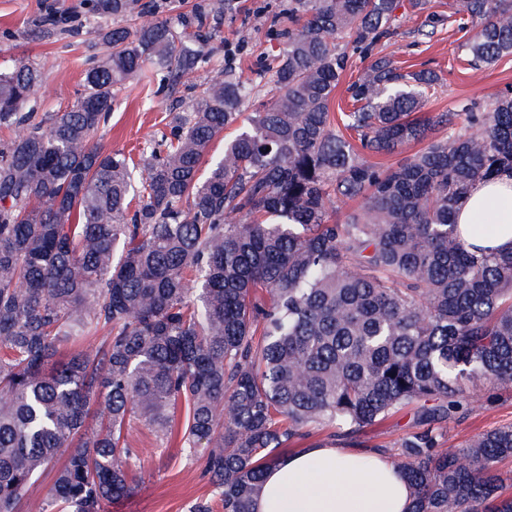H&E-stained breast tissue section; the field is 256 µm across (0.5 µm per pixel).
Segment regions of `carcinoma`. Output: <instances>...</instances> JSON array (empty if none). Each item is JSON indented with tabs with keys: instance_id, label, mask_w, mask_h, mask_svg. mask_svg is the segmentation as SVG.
<instances>
[{
	"instance_id": "obj_1",
	"label": "carcinoma",
	"mask_w": 512,
	"mask_h": 512,
	"mask_svg": "<svg viewBox=\"0 0 512 512\" xmlns=\"http://www.w3.org/2000/svg\"><path fill=\"white\" fill-rule=\"evenodd\" d=\"M128 8L96 0L115 26L69 111L33 122L39 69H0V512L67 448L54 512H104L134 488L135 420L203 462L214 494L194 512H254L308 429L357 446L408 406L396 463L413 512H512V425L460 447L443 433L478 385H512V252L471 253L454 221L475 181L512 172V92L426 112L441 77L381 56L335 113L346 46L389 37L396 0H288L291 26L270 28L278 95L250 111L254 87L225 69L136 163L93 142L114 87L147 64L189 75L209 50L151 9L119 25ZM461 12L471 67L512 55V0Z\"/></svg>"
}]
</instances>
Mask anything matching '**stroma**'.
Returning <instances> with one entry per match:
<instances>
[{"mask_svg": "<svg viewBox=\"0 0 512 512\" xmlns=\"http://www.w3.org/2000/svg\"><path fill=\"white\" fill-rule=\"evenodd\" d=\"M288 0H154L157 19L178 23L181 18L201 17L202 34L217 31L214 53L193 75L164 79L143 69L115 92L111 115L94 141L107 151L138 155L151 139L170 134L172 114L181 103L203 94L224 68L258 82L259 102L275 93L269 76L260 70L279 50L268 30L271 20ZM460 0H398L396 34L378 50L403 67L431 69L442 77L430 112L455 111L459 102L475 99L491 105L512 89V57L475 70L460 58L461 34L448 25L450 12ZM110 18L93 9V0H0V68H11L24 59L42 68L41 88L29 107L37 115L70 110L83 90L86 72L107 52L98 30L110 26ZM512 424V387L484 385L478 388L469 410L447 424V440L457 445L470 437ZM130 440L137 451L132 463L137 490L111 501L106 512H191L196 502L207 499L212 488L202 475V465L188 460L177 443L158 445L141 423H133Z\"/></svg>", "mask_w": 512, "mask_h": 512, "instance_id": "obj_1", "label": "stroma"}]
</instances>
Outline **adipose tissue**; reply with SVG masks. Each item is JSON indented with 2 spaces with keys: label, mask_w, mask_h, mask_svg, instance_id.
I'll use <instances>...</instances> for the list:
<instances>
[{
  "label": "adipose tissue",
  "mask_w": 512,
  "mask_h": 512,
  "mask_svg": "<svg viewBox=\"0 0 512 512\" xmlns=\"http://www.w3.org/2000/svg\"><path fill=\"white\" fill-rule=\"evenodd\" d=\"M455 221L469 250L512 251V175L476 182ZM412 498L390 455L321 443L288 454L266 472L255 512H410Z\"/></svg>",
  "instance_id": "obj_1"
}]
</instances>
